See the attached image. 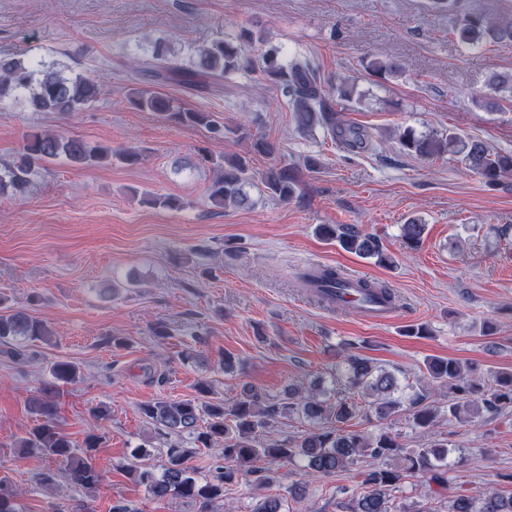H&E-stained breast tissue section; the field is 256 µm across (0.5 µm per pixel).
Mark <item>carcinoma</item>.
<instances>
[{
    "label": "carcinoma",
    "mask_w": 512,
    "mask_h": 512,
    "mask_svg": "<svg viewBox=\"0 0 512 512\" xmlns=\"http://www.w3.org/2000/svg\"><path fill=\"white\" fill-rule=\"evenodd\" d=\"M437 4L455 15L450 33L464 49L488 43L512 44L511 15L491 17L463 12L459 10V0H437ZM147 64L148 71L158 79L177 81L203 91H216L238 74H257L259 80L280 91L298 129L304 132L319 129L330 139L351 148H361L367 142L368 134L362 128L342 124L337 117L336 106L357 99L355 83L342 80L327 89L314 61L285 58L282 48L261 31L244 29L231 39L201 46L190 67L178 64L169 44L157 42ZM366 69L379 79L397 77L404 71L402 63L395 58L374 59ZM486 86L489 93L476 98L475 104L497 111L500 100L512 98V72L490 74ZM99 94V83L91 75L67 73L54 64L36 60L26 63L13 57H0L3 106L16 102L33 112L70 115L90 107ZM131 102L141 111L153 112L178 125H204L215 134L221 132L209 113L182 108L166 96L141 92L133 95ZM397 141L400 152L425 160L448 152L458 154L465 167L489 188L512 176V152L493 150L479 138L451 132L419 135L408 127L399 133ZM114 158L135 165L141 151H114L58 132L30 134L18 155L0 164V193L9 189L15 195L25 194L43 164L53 160L96 167L109 165ZM204 160L220 169V175L207 189L212 206L223 209L252 204L248 192L253 178L249 160L242 156L231 160L206 156ZM261 179L267 192L282 201L298 197L300 177L292 165H275L262 173ZM142 201L166 209L181 206L180 200L173 196L146 194ZM424 231L425 224L418 217L402 225L403 238L411 248L419 246ZM318 232L347 252L373 259L383 267L393 266L392 257L375 237L361 233L350 224H321ZM301 281L318 300L321 294L345 286L343 272L333 266L304 273ZM358 288L370 300L395 302L394 293L384 283L364 279ZM50 335L43 322L23 309L0 313V341L42 342ZM425 370L424 381L413 384L373 360L353 353L331 367L328 379L314 382L307 391L290 386L278 399H265L259 389L246 384L239 397L226 406L222 401L208 399L209 387L205 383L199 385V397L193 400L154 399L141 406V413L147 419L167 435L191 438L198 448H221L224 465L209 477L198 476L189 466L193 449L174 442L166 450L160 472L142 463L131 466L129 473L155 500L182 499L194 503L197 512H212L214 503L224 498V486L260 472L256 463L262 460L280 467L299 466L309 476L322 477L370 459L382 465L364 472L362 490L352 491L342 508L347 512H395L394 492L403 486L405 479L421 474L443 487L448 484L454 459L460 460L466 454V449L450 448L448 441L429 434L440 415V407L431 401L435 387L448 389L450 421L472 423L484 409L502 416L512 415L511 371H499L488 377L475 364H462L446 357L427 359ZM51 376L48 387L28 401L29 411L39 423L26 432L18 447L25 453L38 452L60 463L57 469H47L37 476L42 488L52 489L59 473L82 487L92 488L99 482V473L92 463L98 437L87 436L84 448L78 450L56 423V395L60 387L77 381L79 368L70 361H59L53 365ZM356 393L367 399V411L379 422L375 434L346 429V423L358 412L354 402ZM404 412L412 429L428 435L419 448L404 447L398 435L390 432L391 422ZM276 417H295L307 422L309 428L293 438L262 441L263 430ZM287 493L291 499H302L307 493V483L294 482L288 486ZM18 496L12 481L1 476L0 512H22ZM286 498L269 495L258 501L251 512H286ZM447 512H512V494L455 492L448 497Z\"/></svg>",
    "instance_id": "1"
}]
</instances>
